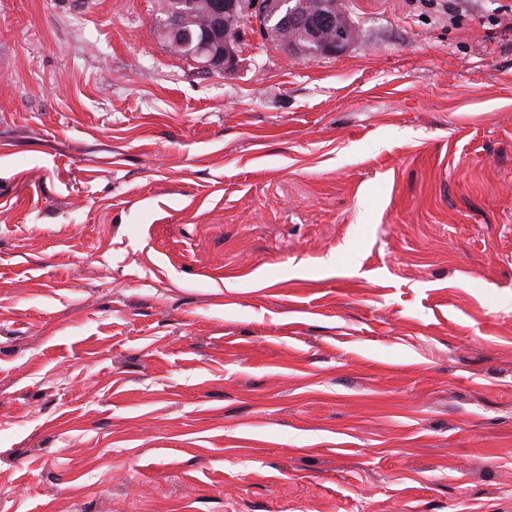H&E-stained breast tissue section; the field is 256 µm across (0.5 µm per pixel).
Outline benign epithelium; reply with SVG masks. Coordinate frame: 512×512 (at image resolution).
Instances as JSON below:
<instances>
[{"instance_id": "1", "label": "benign epithelium", "mask_w": 512, "mask_h": 512, "mask_svg": "<svg viewBox=\"0 0 512 512\" xmlns=\"http://www.w3.org/2000/svg\"><path fill=\"white\" fill-rule=\"evenodd\" d=\"M209 8L214 23L203 27L201 49L190 59L201 76L236 71L249 33L289 57L335 56L358 40L340 0H316L315 8L304 11L293 7V0H209ZM157 27L170 34L184 32L182 11L171 10ZM296 32L305 35L310 47L296 41Z\"/></svg>"}]
</instances>
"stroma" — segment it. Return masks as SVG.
<instances>
[{
	"mask_svg": "<svg viewBox=\"0 0 512 512\" xmlns=\"http://www.w3.org/2000/svg\"><path fill=\"white\" fill-rule=\"evenodd\" d=\"M343 4L0 0V512H512V0ZM207 1L197 0L192 7H182L186 10L184 29L191 32L203 29L199 38L201 49L190 59L201 76L236 71L242 63L243 44L250 31L257 40L289 57L335 56L358 40L356 26L340 0H316V8L304 11L293 7V0H209L214 23L205 26L209 21ZM278 12L284 14L280 27L271 24ZM182 13L172 9L166 19L156 23L157 27L170 34L184 32ZM293 32L304 34L311 48L301 46Z\"/></svg>",
	"mask_w": 512,
	"mask_h": 512,
	"instance_id": "35a3bbf8",
	"label": "stroma"
}]
</instances>
